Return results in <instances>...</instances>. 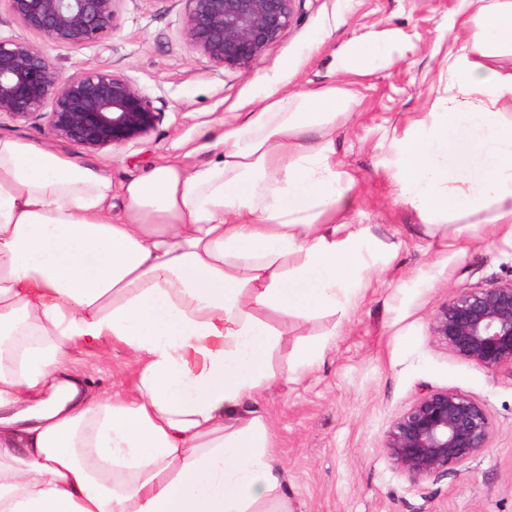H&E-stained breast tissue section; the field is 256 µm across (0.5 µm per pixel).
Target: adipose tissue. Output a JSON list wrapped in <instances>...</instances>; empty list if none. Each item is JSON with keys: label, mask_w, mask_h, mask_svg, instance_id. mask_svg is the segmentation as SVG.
I'll return each mask as SVG.
<instances>
[{"label": "adipose tissue", "mask_w": 512, "mask_h": 512, "mask_svg": "<svg viewBox=\"0 0 512 512\" xmlns=\"http://www.w3.org/2000/svg\"><path fill=\"white\" fill-rule=\"evenodd\" d=\"M443 109L399 143V197L453 237L512 238V0H458ZM339 48L329 84L268 88L200 166L113 185L72 156L0 138V512H264L288 490L263 416L288 318L347 309L377 244L337 223L347 79L389 54ZM118 343L126 395H85L75 346Z\"/></svg>", "instance_id": "1"}]
</instances>
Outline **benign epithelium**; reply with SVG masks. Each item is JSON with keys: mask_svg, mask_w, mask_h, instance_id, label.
<instances>
[{"mask_svg": "<svg viewBox=\"0 0 512 512\" xmlns=\"http://www.w3.org/2000/svg\"><path fill=\"white\" fill-rule=\"evenodd\" d=\"M27 29L72 47L112 34L121 0H7ZM184 36L201 55L248 71L292 25L294 0H186ZM0 114L45 120L50 136L97 151L149 135L160 120L127 75L106 68L61 72L46 50L25 39L0 40ZM431 336L483 369H512V280L462 289L433 313ZM483 405L455 390H430L390 423L388 455L411 481L464 466L487 446Z\"/></svg>", "mask_w": 512, "mask_h": 512, "instance_id": "7a95c632", "label": "benign epithelium"}]
</instances>
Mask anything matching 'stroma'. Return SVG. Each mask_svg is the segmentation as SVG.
<instances>
[{
  "label": "stroma",
  "mask_w": 512,
  "mask_h": 512,
  "mask_svg": "<svg viewBox=\"0 0 512 512\" xmlns=\"http://www.w3.org/2000/svg\"><path fill=\"white\" fill-rule=\"evenodd\" d=\"M458 0H295L294 21L250 71L217 65L188 44L185 0H121L118 28L77 48L45 41L66 73L107 67L130 77L161 114L147 137L122 147L75 151L113 182L177 159L201 165L264 84L288 93L322 83L336 48L363 33L390 32L396 45L358 77L353 115L336 135V162L351 182L336 215L380 241L385 259L365 275L354 305L310 319L289 317L274 352L273 385L245 403L272 425L292 512H512V371H486L437 343L435 308L464 288L512 280V245L496 225L453 239L426 233L417 210L397 199L389 177L394 146L412 121L434 111L448 82V26ZM330 335L322 362L295 370L298 348ZM70 371L89 393L122 390L136 365L118 344L77 347ZM448 388L482 404L487 448L459 470L410 481L383 448L392 419L423 392Z\"/></svg>",
  "instance_id": "35a3bbf8"
}]
</instances>
